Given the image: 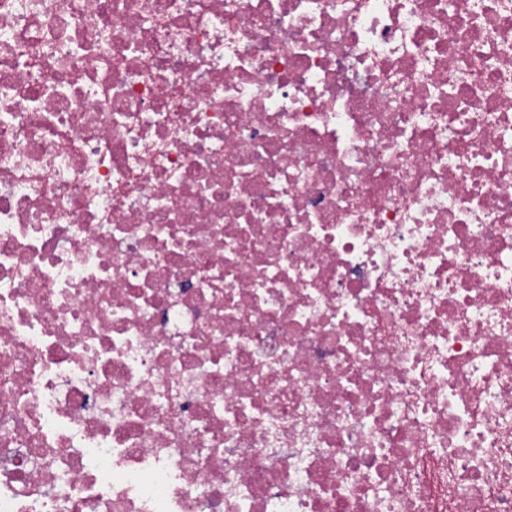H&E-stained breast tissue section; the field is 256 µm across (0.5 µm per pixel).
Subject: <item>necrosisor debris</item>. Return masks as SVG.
Instances as JSON below:
<instances>
[{
  "label": "necrosis or debris",
  "instance_id": "obj_1",
  "mask_svg": "<svg viewBox=\"0 0 512 512\" xmlns=\"http://www.w3.org/2000/svg\"><path fill=\"white\" fill-rule=\"evenodd\" d=\"M0 512H512V0H0Z\"/></svg>",
  "mask_w": 512,
  "mask_h": 512
}]
</instances>
